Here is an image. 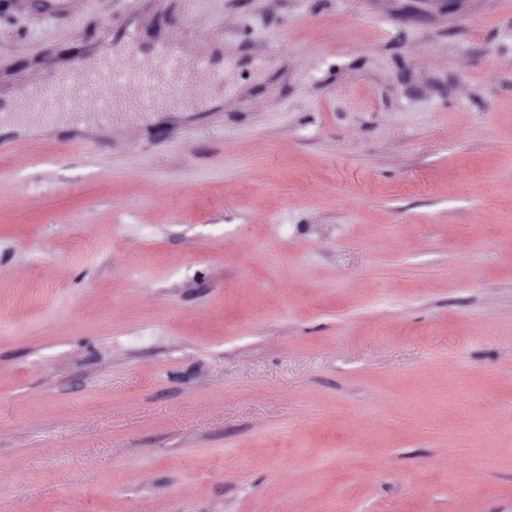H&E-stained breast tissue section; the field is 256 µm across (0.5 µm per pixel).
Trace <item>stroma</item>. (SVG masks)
Returning a JSON list of instances; mask_svg holds the SVG:
<instances>
[{"label":"stroma","instance_id":"stroma-1","mask_svg":"<svg viewBox=\"0 0 512 512\" xmlns=\"http://www.w3.org/2000/svg\"><path fill=\"white\" fill-rule=\"evenodd\" d=\"M4 106L0 512H512V0H0Z\"/></svg>","mask_w":512,"mask_h":512}]
</instances>
